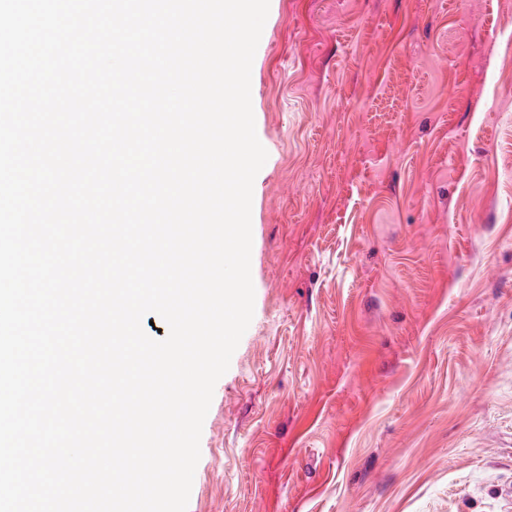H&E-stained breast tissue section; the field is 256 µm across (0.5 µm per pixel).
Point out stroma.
<instances>
[{
	"label": "stroma",
	"instance_id": "1",
	"mask_svg": "<svg viewBox=\"0 0 512 512\" xmlns=\"http://www.w3.org/2000/svg\"><path fill=\"white\" fill-rule=\"evenodd\" d=\"M512 0H270L252 321L188 512H512Z\"/></svg>",
	"mask_w": 512,
	"mask_h": 512
}]
</instances>
